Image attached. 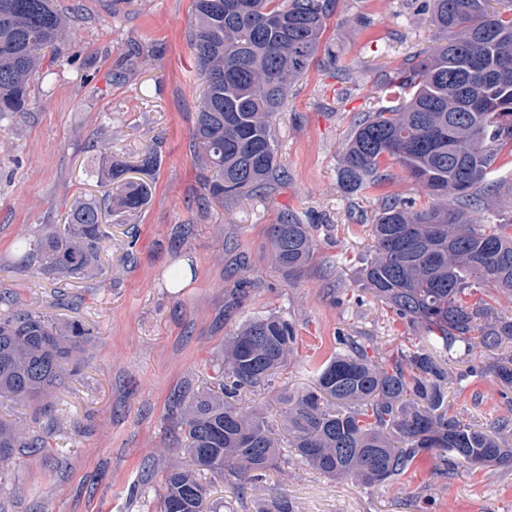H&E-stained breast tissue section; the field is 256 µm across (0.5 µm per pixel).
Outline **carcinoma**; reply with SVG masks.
<instances>
[{"instance_id":"obj_1","label":"carcinoma","mask_w":512,"mask_h":512,"mask_svg":"<svg viewBox=\"0 0 512 512\" xmlns=\"http://www.w3.org/2000/svg\"><path fill=\"white\" fill-rule=\"evenodd\" d=\"M193 0L191 48L203 78L192 130L208 198L236 199L265 191L282 173L272 133L274 114L293 80L321 47L337 0ZM431 22L441 44L399 69L384 89L393 108L355 125L342 157L339 185L351 195L389 178L390 159L426 189L427 206L387 200L373 224L374 259L365 269L371 293L407 324L434 335L453 358L464 348L498 350L512 342V220L480 222L481 185L505 148L512 149V0H432ZM65 20L54 0H0V121L25 112L33 77L54 57ZM148 184L125 181L112 199L136 212ZM104 238L101 207L77 199L66 223L52 224L30 254L48 277L81 279L96 270ZM275 263L290 275L310 261L311 227L285 214L269 228ZM0 401L37 416L77 369L91 332L61 326L44 312L0 296ZM297 340L282 316L254 317L224 345L214 364V389L181 410L188 463L165 472L159 512H217L199 475L257 481L280 456L265 418L225 397L265 382L287 362ZM316 370L312 391L288 405V443L296 461L366 485L394 482L428 458L444 476L459 464L512 466V398L508 414L485 430L450 412L445 360L422 348L378 363L350 336ZM47 438L0 419V478L11 460L37 456Z\"/></svg>"}]
</instances>
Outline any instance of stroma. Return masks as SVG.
Here are the masks:
<instances>
[{
	"label": "stroma",
	"mask_w": 512,
	"mask_h": 512,
	"mask_svg": "<svg viewBox=\"0 0 512 512\" xmlns=\"http://www.w3.org/2000/svg\"><path fill=\"white\" fill-rule=\"evenodd\" d=\"M66 37L43 65L26 114L0 122V291L58 322L92 327L79 373L51 414L0 403V417L46 432L49 448L9 465L0 512H152L162 473L186 461L175 396L211 386L224 340L243 321L292 320L298 345L271 385L237 405L284 435L280 397L314 385L313 371L354 337L375 361L416 346L425 331L404 325L366 288L371 225L382 201L427 202L421 184L391 164L385 182L344 193L338 171L355 121L393 107L381 86L437 31L424 0H337L326 40L343 72L311 63L291 86L273 133L284 176L266 193L200 205L205 190L190 139L202 79L190 49L192 0H58ZM156 144L151 196L135 213L106 214L99 268L86 279L47 278L26 262L44 228L63 223L77 197L104 200L116 182L107 160L139 180L145 145ZM295 212L312 225L314 255L289 278L271 258L268 228ZM180 281H173L174 272ZM483 348L451 361L448 402L464 421L490 424L506 407ZM220 512H512V467L464 464L433 478L421 461L400 480L368 486L298 463L245 486L214 481Z\"/></svg>",
	"instance_id": "35a3bbf8"
}]
</instances>
